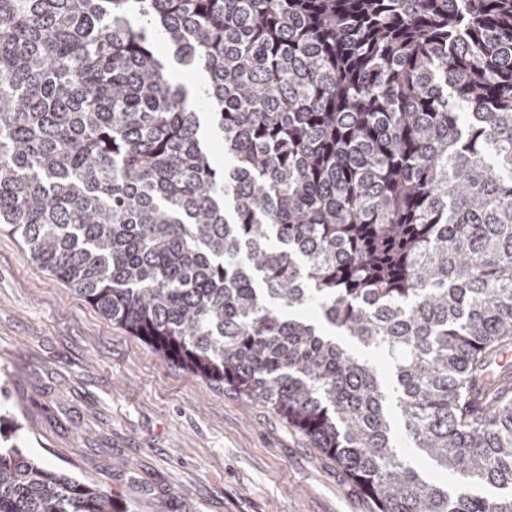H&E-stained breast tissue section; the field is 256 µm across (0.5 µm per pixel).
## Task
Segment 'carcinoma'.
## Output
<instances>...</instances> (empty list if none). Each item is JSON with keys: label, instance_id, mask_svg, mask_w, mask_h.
I'll use <instances>...</instances> for the list:
<instances>
[{"label": "carcinoma", "instance_id": "cac0c4a2", "mask_svg": "<svg viewBox=\"0 0 512 512\" xmlns=\"http://www.w3.org/2000/svg\"><path fill=\"white\" fill-rule=\"evenodd\" d=\"M0 230L373 512H512V0H0ZM0 512L129 510L14 446Z\"/></svg>", "mask_w": 512, "mask_h": 512}]
</instances>
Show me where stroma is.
I'll return each mask as SVG.
<instances>
[{
    "label": "stroma",
    "instance_id": "stroma-1",
    "mask_svg": "<svg viewBox=\"0 0 512 512\" xmlns=\"http://www.w3.org/2000/svg\"><path fill=\"white\" fill-rule=\"evenodd\" d=\"M0 415L30 457L129 512H372L279 413L163 358L5 231Z\"/></svg>",
    "mask_w": 512,
    "mask_h": 512
}]
</instances>
